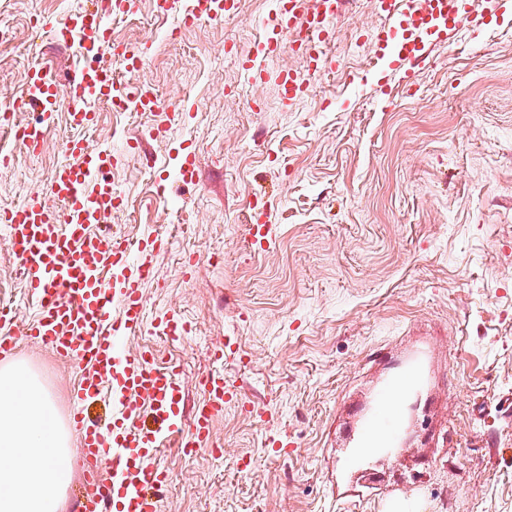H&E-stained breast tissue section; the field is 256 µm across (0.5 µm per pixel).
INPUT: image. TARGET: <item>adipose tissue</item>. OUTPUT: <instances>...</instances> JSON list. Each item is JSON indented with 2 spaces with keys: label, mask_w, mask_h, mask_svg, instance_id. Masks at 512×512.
Listing matches in <instances>:
<instances>
[{
  "label": "adipose tissue",
  "mask_w": 512,
  "mask_h": 512,
  "mask_svg": "<svg viewBox=\"0 0 512 512\" xmlns=\"http://www.w3.org/2000/svg\"><path fill=\"white\" fill-rule=\"evenodd\" d=\"M69 432L26 365L0 370V512H59Z\"/></svg>",
  "instance_id": "adipose-tissue-1"
}]
</instances>
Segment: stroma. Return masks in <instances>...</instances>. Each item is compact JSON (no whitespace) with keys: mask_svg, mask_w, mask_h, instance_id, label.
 <instances>
[{"mask_svg":"<svg viewBox=\"0 0 512 512\" xmlns=\"http://www.w3.org/2000/svg\"><path fill=\"white\" fill-rule=\"evenodd\" d=\"M456 32L431 44L404 78L375 63L390 27L375 0H349L334 20L332 53L317 89L285 105L283 53L261 85L240 63L263 38L273 0H240L235 18L203 22L174 45L153 0L111 22L115 41L147 43L135 82L185 105L166 132L155 119L101 108L93 144L139 141L112 176L124 198L112 229L138 241L164 234L143 288L148 345L180 368L184 410L219 369L240 396L193 456L168 447L164 512H512V7L493 30L488 0H468ZM96 0H0V110L20 96L34 58L59 80L85 64L33 15L58 18ZM59 115L40 154L5 144L0 211L41 193L71 135ZM198 167L183 183L186 155ZM261 197L274 240L248 246L247 201ZM10 238L0 229V301L18 319L33 301ZM174 311L191 328L171 340L156 326ZM233 336L235 352L211 350ZM27 363L67 414L76 365L20 338ZM411 386L392 429L399 450L358 458L383 394ZM284 441L276 452L272 445Z\"/></svg>","mask_w":512,"mask_h":512,"instance_id":"stroma-1","label":"stroma"}]
</instances>
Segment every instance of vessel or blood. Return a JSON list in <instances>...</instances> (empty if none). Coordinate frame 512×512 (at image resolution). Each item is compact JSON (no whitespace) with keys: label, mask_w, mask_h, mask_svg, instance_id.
Wrapping results in <instances>:
<instances>
[{"label":"vessel or blood","mask_w":512,"mask_h":512,"mask_svg":"<svg viewBox=\"0 0 512 512\" xmlns=\"http://www.w3.org/2000/svg\"><path fill=\"white\" fill-rule=\"evenodd\" d=\"M158 14L172 18L171 36L188 27L235 15L239 0H153ZM341 0H277L264 20L265 37L244 66L248 84L259 85L267 62L285 48L283 32H297L292 48L309 64L305 75L290 71L279 76V94L291 103L304 100L311 85L332 57L327 51ZM394 26L377 36L381 52L400 68L411 69L428 44L447 38L461 14L463 0H379ZM135 0H103L102 7L73 11L52 24L61 44L79 42L92 64L59 81L50 67L33 62L26 73L25 92L14 102L17 110H34L39 119L24 124L18 141L27 152L39 153L66 112L71 127L96 126L99 106L117 101L123 107L157 115L155 92L129 80L146 60V51L116 42L109 19L133 10ZM121 61L122 71L102 64V57ZM63 162L52 170L46 196L34 195L0 213L23 270L28 294L38 302L34 319L18 323L16 312L0 308V357L13 356L17 339L29 337L58 357L74 362L82 378L69 414V424L81 441L79 466L92 487L82 512H163L160 493L171 475L156 462L163 448L177 445L184 452L205 445L215 416L237 401L238 394L215 371L202 379L203 400L193 414L183 409L178 365L159 361L149 348L127 349L126 337L144 326L143 286L153 276V257L164 249L161 238L131 246L111 227L113 212L123 198L111 172L119 158L111 148L95 147L81 137L62 143ZM58 208L48 206V199ZM112 378V418L91 419L82 406L98 395L103 376Z\"/></svg>","instance_id":"b4317fda"}]
</instances>
